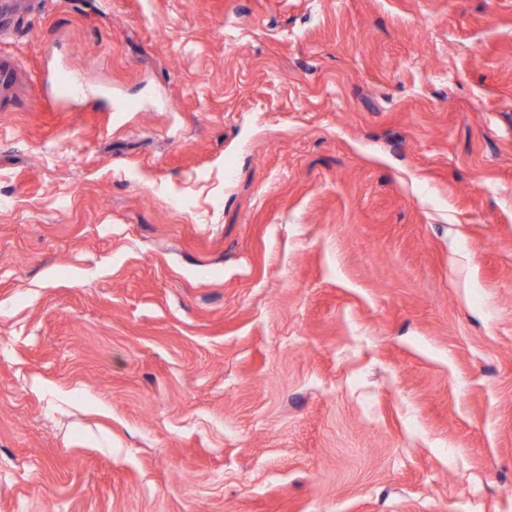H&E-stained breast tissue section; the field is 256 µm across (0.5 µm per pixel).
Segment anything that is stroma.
<instances>
[{
    "instance_id": "stroma-1",
    "label": "stroma",
    "mask_w": 512,
    "mask_h": 512,
    "mask_svg": "<svg viewBox=\"0 0 512 512\" xmlns=\"http://www.w3.org/2000/svg\"><path fill=\"white\" fill-rule=\"evenodd\" d=\"M14 29L0 512H512V0Z\"/></svg>"
}]
</instances>
